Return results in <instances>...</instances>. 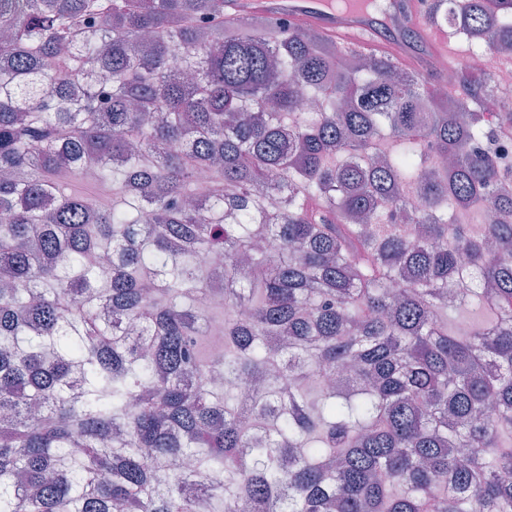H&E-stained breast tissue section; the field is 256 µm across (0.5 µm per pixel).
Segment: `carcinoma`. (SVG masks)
<instances>
[{
    "label": "carcinoma",
    "mask_w": 512,
    "mask_h": 512,
    "mask_svg": "<svg viewBox=\"0 0 512 512\" xmlns=\"http://www.w3.org/2000/svg\"><path fill=\"white\" fill-rule=\"evenodd\" d=\"M229 8L0 0V512H512V111ZM429 16L512 50V0ZM72 187L82 192L85 196L104 205H112L118 201V197L112 194V189L103 188L96 183L83 181L79 176L70 179Z\"/></svg>",
    "instance_id": "carcinoma-1"
}]
</instances>
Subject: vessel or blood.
I'll return each mask as SVG.
<instances>
[{
    "mask_svg": "<svg viewBox=\"0 0 512 512\" xmlns=\"http://www.w3.org/2000/svg\"><path fill=\"white\" fill-rule=\"evenodd\" d=\"M235 13L248 17H263L276 22H286L300 27H316L335 39L342 46L370 52L389 54L402 64H421L448 52V36L434 24L426 23V0H411L409 9L417 21L420 41L409 47L400 37L404 25L400 8H390L387 20L396 30L395 36L380 37L372 12L360 0L346 11H336L333 0H234Z\"/></svg>",
    "mask_w": 512,
    "mask_h": 512,
    "instance_id": "b4317fda",
    "label": "vessel or blood"
}]
</instances>
